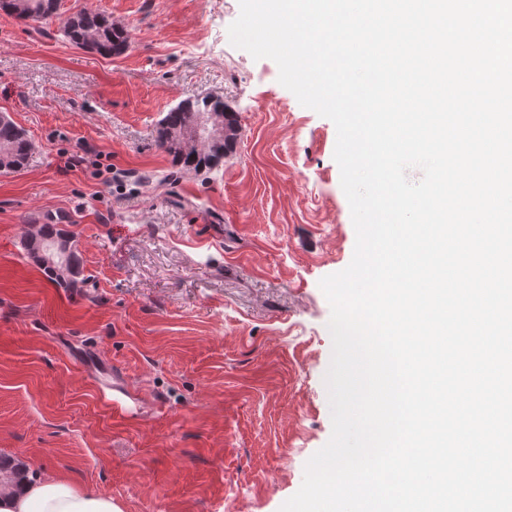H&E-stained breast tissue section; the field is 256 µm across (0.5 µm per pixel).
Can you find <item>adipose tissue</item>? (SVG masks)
Masks as SVG:
<instances>
[{"mask_svg":"<svg viewBox=\"0 0 512 512\" xmlns=\"http://www.w3.org/2000/svg\"><path fill=\"white\" fill-rule=\"evenodd\" d=\"M0 512H121L110 497L79 491L61 479L33 478L0 486Z\"/></svg>","mask_w":512,"mask_h":512,"instance_id":"adipose-tissue-1","label":"adipose tissue"}]
</instances>
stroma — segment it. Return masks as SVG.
<instances>
[{
	"label": "stroma",
	"instance_id": "stroma-1",
	"mask_svg": "<svg viewBox=\"0 0 512 512\" xmlns=\"http://www.w3.org/2000/svg\"><path fill=\"white\" fill-rule=\"evenodd\" d=\"M129 46L104 57L0 13V112L32 144L0 172V456L121 512H280L332 433L330 304L356 233L333 122L234 47L239 0H62ZM217 94L209 176L166 181L163 117ZM68 214L84 278L21 248Z\"/></svg>",
	"mask_w": 512,
	"mask_h": 512
}]
</instances>
